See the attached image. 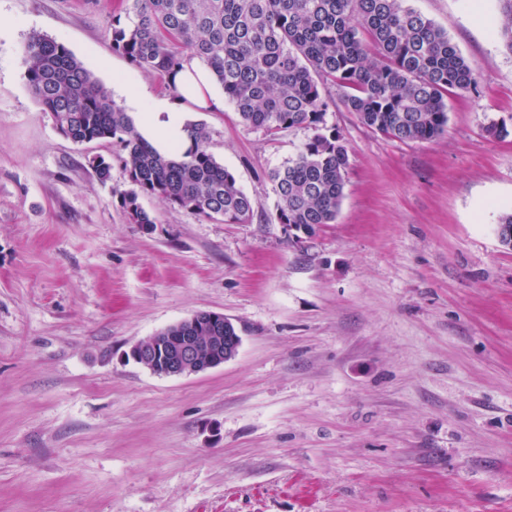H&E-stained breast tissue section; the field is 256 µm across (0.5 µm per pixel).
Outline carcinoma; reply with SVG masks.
Instances as JSON below:
<instances>
[{
    "label": "carcinoma",
    "instance_id": "1",
    "mask_svg": "<svg viewBox=\"0 0 512 512\" xmlns=\"http://www.w3.org/2000/svg\"><path fill=\"white\" fill-rule=\"evenodd\" d=\"M131 24L112 25V48L165 79L192 59L207 66L248 127L313 135L273 170L275 220L304 230L336 220L349 152L327 126V85L348 89L346 109L370 129L400 141L433 140L448 123L445 95L477 87L478 70L430 19L404 0H125ZM495 28L512 52V0H497ZM33 96L76 144L116 142L126 151L132 189L128 220L151 225L140 198H157L205 218L239 224L253 201L207 150L162 155L106 89L63 44L32 34L25 47Z\"/></svg>",
    "mask_w": 512,
    "mask_h": 512
}]
</instances>
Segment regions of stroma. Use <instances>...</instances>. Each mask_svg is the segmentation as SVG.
<instances>
[{
	"label": "stroma",
	"mask_w": 512,
	"mask_h": 512,
	"mask_svg": "<svg viewBox=\"0 0 512 512\" xmlns=\"http://www.w3.org/2000/svg\"><path fill=\"white\" fill-rule=\"evenodd\" d=\"M407 3L478 90L449 93L437 139L399 141L329 86L344 197L297 237L269 174L311 129H252L228 102L193 120L252 217L145 198L153 224L130 223L119 147L63 137L22 57L38 33L117 105V74L165 94L112 48L122 0H0V512H512V52L477 28L497 0ZM199 311L237 326L235 358L176 377L128 359Z\"/></svg>",
	"instance_id": "1"
}]
</instances>
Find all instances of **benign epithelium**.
I'll list each match as a JSON object with an SVG mask.
<instances>
[{
  "instance_id": "obj_1",
  "label": "benign epithelium",
  "mask_w": 512,
  "mask_h": 512,
  "mask_svg": "<svg viewBox=\"0 0 512 512\" xmlns=\"http://www.w3.org/2000/svg\"><path fill=\"white\" fill-rule=\"evenodd\" d=\"M241 336L225 328L221 313L201 311L134 344L128 356L161 376L215 369L238 352Z\"/></svg>"
}]
</instances>
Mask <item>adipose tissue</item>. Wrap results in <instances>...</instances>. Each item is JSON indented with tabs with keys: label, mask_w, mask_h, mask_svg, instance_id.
<instances>
[{
	"label": "adipose tissue",
	"mask_w": 512,
	"mask_h": 512,
	"mask_svg": "<svg viewBox=\"0 0 512 512\" xmlns=\"http://www.w3.org/2000/svg\"><path fill=\"white\" fill-rule=\"evenodd\" d=\"M173 98H157L138 88H125L129 106L138 109V120L152 144L163 152L186 151L191 140L186 126L192 107L215 109L221 102L212 94L213 80L209 71L197 64L186 63L174 78Z\"/></svg>",
	"instance_id": "adipose-tissue-1"
}]
</instances>
